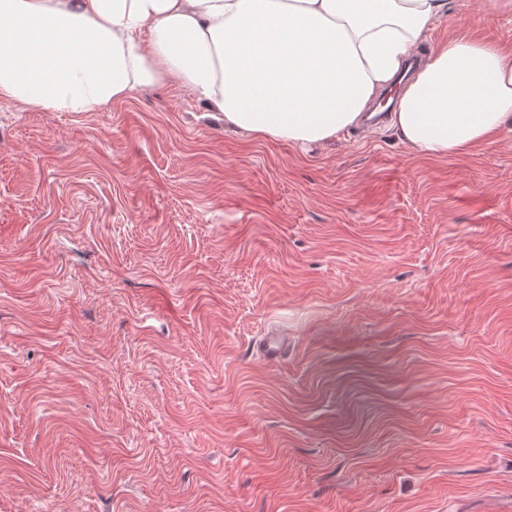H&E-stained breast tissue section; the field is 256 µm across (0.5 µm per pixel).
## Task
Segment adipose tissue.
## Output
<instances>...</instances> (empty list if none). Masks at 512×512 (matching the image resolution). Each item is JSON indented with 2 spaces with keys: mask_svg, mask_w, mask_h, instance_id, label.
<instances>
[{
  "mask_svg": "<svg viewBox=\"0 0 512 512\" xmlns=\"http://www.w3.org/2000/svg\"><path fill=\"white\" fill-rule=\"evenodd\" d=\"M447 0H0V100L97 112L174 80L208 118L296 146L359 124ZM512 124V52L434 50L390 126L416 152L466 153Z\"/></svg>",
  "mask_w": 512,
  "mask_h": 512,
  "instance_id": "obj_1",
  "label": "adipose tissue"
}]
</instances>
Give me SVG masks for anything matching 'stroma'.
Returning <instances> with one entry per match:
<instances>
[{"label":"stroma","mask_w":512,"mask_h":512,"mask_svg":"<svg viewBox=\"0 0 512 512\" xmlns=\"http://www.w3.org/2000/svg\"><path fill=\"white\" fill-rule=\"evenodd\" d=\"M465 32L512 50L484 0L427 45ZM202 112L0 102V512H512V126L435 160Z\"/></svg>","instance_id":"35a3bbf8"}]
</instances>
